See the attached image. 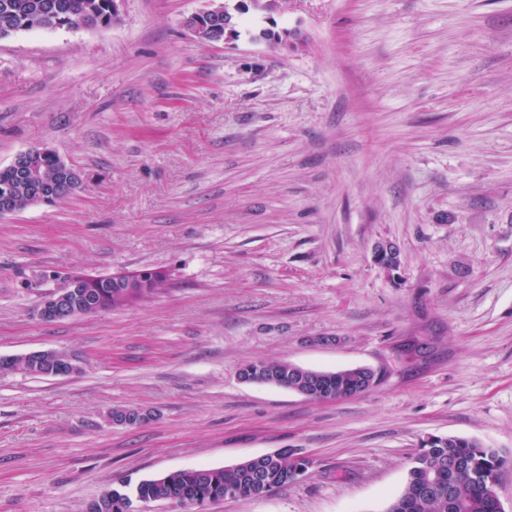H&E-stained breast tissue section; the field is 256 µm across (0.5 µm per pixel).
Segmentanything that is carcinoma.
Returning <instances> with one entry per match:
<instances>
[{"label": "carcinoma", "instance_id": "obj_1", "mask_svg": "<svg viewBox=\"0 0 512 512\" xmlns=\"http://www.w3.org/2000/svg\"><path fill=\"white\" fill-rule=\"evenodd\" d=\"M85 17L92 26L112 24L111 0H0V32L51 29L53 15ZM35 159L48 181L46 195L54 204L78 192L83 182L59 168L60 156L43 147ZM41 204L31 185L11 166L0 167V210L13 213ZM167 277L146 268L128 285L107 275H97L80 288L92 298L85 315H95L128 305L130 295L144 298L162 287ZM23 370L31 375L46 372L30 362H0V372ZM241 379L286 388L310 399L333 401L352 396L365 382L356 368L336 372L305 369L286 361L255 360L239 370ZM311 460L290 451L276 459H250L223 468L178 470L139 482L133 489L122 483L106 490L98 499L96 512H113L112 501L134 496L144 502L176 501L183 506L215 503L224 493L235 498H260L302 477ZM509 462L493 448L457 437H432L414 458L407 481L387 512H497L487 491L488 481H499Z\"/></svg>", "mask_w": 512, "mask_h": 512}]
</instances>
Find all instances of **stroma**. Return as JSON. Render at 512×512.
<instances>
[{"mask_svg": "<svg viewBox=\"0 0 512 512\" xmlns=\"http://www.w3.org/2000/svg\"><path fill=\"white\" fill-rule=\"evenodd\" d=\"M207 4L0 39V167L49 146L83 173L0 216V358L80 367L0 374V512L281 448L305 476L181 512H386L431 437L512 460V0H285L288 48L253 11L233 47L196 41ZM144 268L169 280L133 306L39 314L73 272ZM258 359L385 377L319 402L241 382ZM43 358H48L49 360H52V362L55 365L50 373L46 372L47 369L44 366H39L38 368H36L34 364L27 362ZM8 360L26 361V363H7L1 361L0 372H12L16 370H23L31 375H41L40 373L46 372L47 376H67L76 374L80 370L79 366L74 362L73 359H71L70 357L63 353L53 350H36L27 353L21 358H10Z\"/></svg>", "mask_w": 512, "mask_h": 512, "instance_id": "35a3bbf8", "label": "stroma"}]
</instances>
